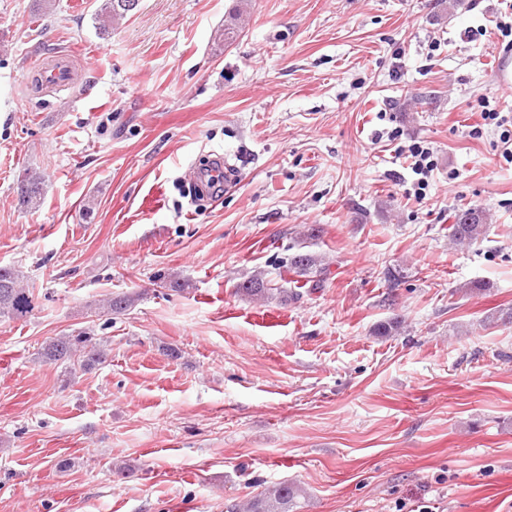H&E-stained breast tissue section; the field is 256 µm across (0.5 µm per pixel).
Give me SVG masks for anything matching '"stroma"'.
Here are the masks:
<instances>
[{"instance_id": "stroma-1", "label": "stroma", "mask_w": 512, "mask_h": 512, "mask_svg": "<svg viewBox=\"0 0 512 512\" xmlns=\"http://www.w3.org/2000/svg\"><path fill=\"white\" fill-rule=\"evenodd\" d=\"M102 3L0 0V265L35 303L0 317V512H225L281 482L299 512H512V324L485 322L512 308V163L480 115L512 113V0H252L229 44L237 0H140L105 32ZM59 55L69 86L29 81ZM218 155L237 177L198 197ZM469 206L486 234L453 246ZM297 252L319 288L237 294L297 290ZM88 326L105 364L40 361ZM411 156L415 158L412 167L413 172L422 176L417 182L418 190H425L428 183V174L436 168L433 152L429 148L416 143L412 147ZM17 192L20 201L28 208H37L42 202L43 186L39 178L33 175L25 176L18 182ZM448 226V238L457 245H470L481 239L487 230V214L479 207H469L454 212ZM318 258L309 253H296L288 258V271L297 277L312 278V274L323 273L325 268L318 269ZM273 290H278V288H271L261 272L256 273L238 288L239 293L251 300L268 299L272 297ZM137 299L136 294L111 295L99 304L94 314L98 319L105 318V321L112 322L109 320L124 315L132 308Z\"/></svg>"}]
</instances>
